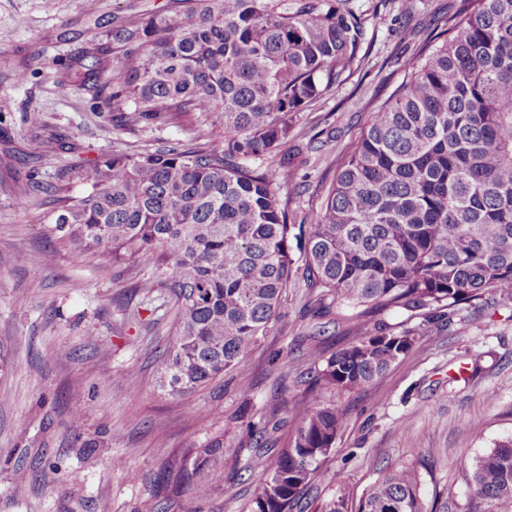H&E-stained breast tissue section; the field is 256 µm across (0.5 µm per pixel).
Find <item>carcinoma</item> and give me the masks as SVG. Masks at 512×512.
<instances>
[{
	"mask_svg": "<svg viewBox=\"0 0 512 512\" xmlns=\"http://www.w3.org/2000/svg\"><path fill=\"white\" fill-rule=\"evenodd\" d=\"M81 57L79 78L101 95L112 124L180 123L197 146L115 151L66 177L87 194L47 225L54 246L112 264L154 256L175 336L159 387L196 392L233 369L268 335L293 274L350 311L346 342L314 352L311 388L353 392L381 377L421 329L391 332L374 314L446 312L491 291L512 298V0H461L447 28L400 67L407 80L369 113L341 159L324 207L290 222L279 190L294 180L280 157L299 113L356 61L362 30L336 0H185L174 11L112 22ZM292 429L275 453L252 512H291L347 424L336 402L291 399ZM176 487L223 489L224 439L189 449ZM416 470L389 468L358 502L343 491L321 512H428ZM476 494L512 512V436L478 457Z\"/></svg>",
	"mask_w": 512,
	"mask_h": 512,
	"instance_id": "obj_1",
	"label": "carcinoma"
}]
</instances>
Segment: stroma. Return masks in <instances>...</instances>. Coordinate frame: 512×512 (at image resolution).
Returning <instances> with one entry per match:
<instances>
[{
	"instance_id": "obj_1",
	"label": "stroma",
	"mask_w": 512,
	"mask_h": 512,
	"mask_svg": "<svg viewBox=\"0 0 512 512\" xmlns=\"http://www.w3.org/2000/svg\"><path fill=\"white\" fill-rule=\"evenodd\" d=\"M178 6L0 0V512H141L148 499L166 512H250L263 478L257 463L226 469L223 489L203 498L171 496L168 476L186 449L219 436L230 457L256 462L261 455L242 446V431L274 411L288 418L289 401L306 387L304 359L344 340L345 323L335 312L316 313L317 292L296 273L274 331L233 371L172 397L156 379L173 337V304L165 291L147 297L134 288L161 276V266L118 267L70 250L42 261L51 215L86 191L65 169L111 151L196 144L188 128L114 127L76 76L78 59L113 17ZM347 7L364 29L363 49L333 91L300 113L288 141L295 178L281 197L298 224L320 210L369 112L402 82L396 58L411 54L422 28L443 23L456 2L347 0ZM20 70L26 83L14 79ZM33 171L54 193L31 190ZM424 328L382 377L337 394L348 424L293 512H310L309 501L330 502L344 489L362 495L399 463L418 471L433 512H493L470 477L476 458L512 435V300L491 293L452 325ZM127 368L139 372V389L121 381ZM243 383L250 397L240 395Z\"/></svg>"
}]
</instances>
